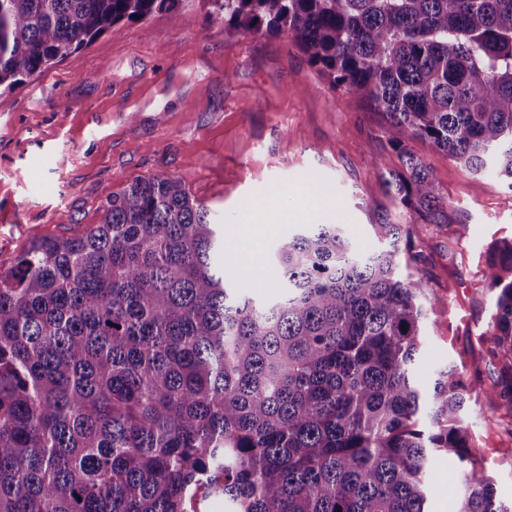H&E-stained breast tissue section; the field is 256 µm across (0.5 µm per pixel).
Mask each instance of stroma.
<instances>
[{
	"instance_id": "35a3bbf8",
	"label": "stroma",
	"mask_w": 512,
	"mask_h": 512,
	"mask_svg": "<svg viewBox=\"0 0 512 512\" xmlns=\"http://www.w3.org/2000/svg\"><path fill=\"white\" fill-rule=\"evenodd\" d=\"M384 116L332 87L281 36L229 34L205 23L198 0L175 12L121 22L30 83L0 92V271L42 238H69L100 223L108 194L139 178L183 177L216 222L231 218L224 271L260 300L282 294L268 254L303 224L342 225L360 250L379 249L373 225L413 224L393 203L380 168H397ZM407 147L433 170L448 202L442 226L421 235L429 313L415 372L430 389L440 368L492 385L488 350L494 297L484 271L490 246L512 237V189L477 177L419 139ZM258 231L260 263L233 261ZM481 392L463 417L473 452L512 502V432ZM462 476L447 455L428 470L430 512H454Z\"/></svg>"
}]
</instances>
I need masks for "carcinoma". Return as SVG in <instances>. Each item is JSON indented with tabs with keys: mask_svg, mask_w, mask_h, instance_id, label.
Listing matches in <instances>:
<instances>
[{
	"mask_svg": "<svg viewBox=\"0 0 512 512\" xmlns=\"http://www.w3.org/2000/svg\"><path fill=\"white\" fill-rule=\"evenodd\" d=\"M182 0H0V91L113 25ZM208 22L284 35L334 86L385 116L393 200L440 224L445 197L413 138L512 190V0H200ZM74 238L32 244L0 272V512H428L447 453L456 512H512L470 449L476 387L452 368L415 379L426 310L413 224H378L362 252L338 224H303L268 262L282 297L231 287L230 243L183 178L137 179ZM484 277L512 426V239ZM462 489V476L442 454L435 457L428 470V507L431 512H454Z\"/></svg>",
	"mask_w": 512,
	"mask_h": 512,
	"instance_id": "cac0c4a2",
	"label": "carcinoma"
}]
</instances>
